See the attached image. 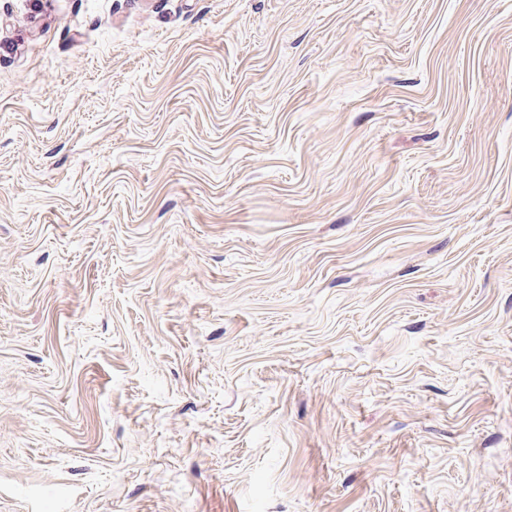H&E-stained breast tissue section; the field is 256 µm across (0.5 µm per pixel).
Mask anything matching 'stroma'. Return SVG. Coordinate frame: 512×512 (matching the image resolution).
<instances>
[{"label":"stroma","mask_w":512,"mask_h":512,"mask_svg":"<svg viewBox=\"0 0 512 512\" xmlns=\"http://www.w3.org/2000/svg\"><path fill=\"white\" fill-rule=\"evenodd\" d=\"M0 512H512V0H0Z\"/></svg>","instance_id":"stroma-1"}]
</instances>
